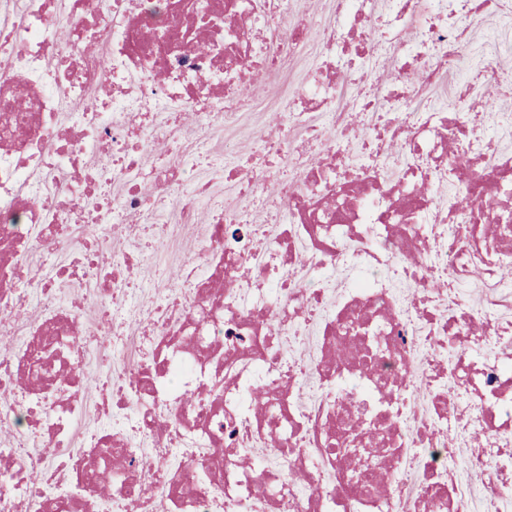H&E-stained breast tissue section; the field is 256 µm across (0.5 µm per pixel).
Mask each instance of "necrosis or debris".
<instances>
[{"label":"necrosis or debris","instance_id":"necrosis-or-debris-1","mask_svg":"<svg viewBox=\"0 0 512 512\" xmlns=\"http://www.w3.org/2000/svg\"><path fill=\"white\" fill-rule=\"evenodd\" d=\"M511 13L0 0V512H512V155L488 132L502 75L457 81L456 119L428 102L467 21ZM314 32L327 76L287 92L282 120L318 157L265 129L252 153L216 147ZM158 138L190 147L163 165ZM256 152L288 156L293 176L257 170ZM144 222L178 284L153 288L130 248ZM84 281L103 287L63 302ZM131 323L151 363L113 340L86 406L75 348ZM469 476L479 495L462 493Z\"/></svg>","mask_w":512,"mask_h":512}]
</instances>
